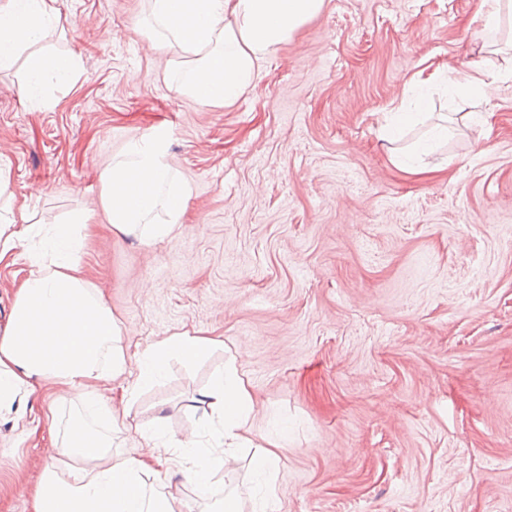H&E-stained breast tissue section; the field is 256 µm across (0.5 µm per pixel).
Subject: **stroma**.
Here are the masks:
<instances>
[{
  "label": "stroma",
  "mask_w": 512,
  "mask_h": 512,
  "mask_svg": "<svg viewBox=\"0 0 512 512\" xmlns=\"http://www.w3.org/2000/svg\"><path fill=\"white\" fill-rule=\"evenodd\" d=\"M40 43L78 76L46 79L28 102L27 53L0 70V159L33 223L88 215L80 266L128 350L191 331L222 341L203 361L173 358L134 403L95 392L121 424L118 457L145 453L156 416L195 438L202 391L229 358L255 415L244 449L208 492L167 467L175 512L245 491L254 447L278 442L267 512H512V14L483 28L478 0H325L267 59L233 105L179 96L149 39L150 0H59ZM430 79L427 114L404 144L447 123L423 159L395 166L381 128ZM491 83L464 104L444 90ZM165 135L190 187L185 222L150 245L113 231L99 174L129 143ZM28 266L0 258V327ZM25 430L0 416V512H32L58 460L44 414ZM285 437H278L279 428Z\"/></svg>",
  "instance_id": "35a3bbf8"
}]
</instances>
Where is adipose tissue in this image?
Instances as JSON below:
<instances>
[{
  "label": "adipose tissue",
  "instance_id": "obj_1",
  "mask_svg": "<svg viewBox=\"0 0 512 512\" xmlns=\"http://www.w3.org/2000/svg\"><path fill=\"white\" fill-rule=\"evenodd\" d=\"M56 3L9 0L0 9V68L14 61L20 46L31 47L24 95L32 102L39 99L45 74L67 81L79 70L74 57L36 50L47 28L59 21ZM324 5L325 0H152V16L172 50L177 93L205 105L229 106L254 84L262 61ZM100 183L101 204L113 228L141 243L164 240L184 222L190 189L169 162L165 136L131 143L101 172ZM35 237L40 247L26 253L28 274L0 330V409H25L38 388L52 382L64 389L70 405L105 420L106 428L81 419L62 423L54 410L46 414L60 439V457L76 466L66 475L54 466L44 470L33 512H174V493L163 480L147 482L146 473L163 459L183 467L188 481L203 488L238 449L249 447L246 426L254 403L246 379L230 361L202 393L213 415L208 428L217 450L181 440L161 444L166 419L160 415L146 437L151 456L112 458L116 422L93 383L125 378L123 396L133 400L162 377L169 358L195 362L218 341L184 331L126 352L117 319L79 268L80 228H46L30 223L24 212L0 216V249Z\"/></svg>",
  "mask_w": 512,
  "mask_h": 512
}]
</instances>
